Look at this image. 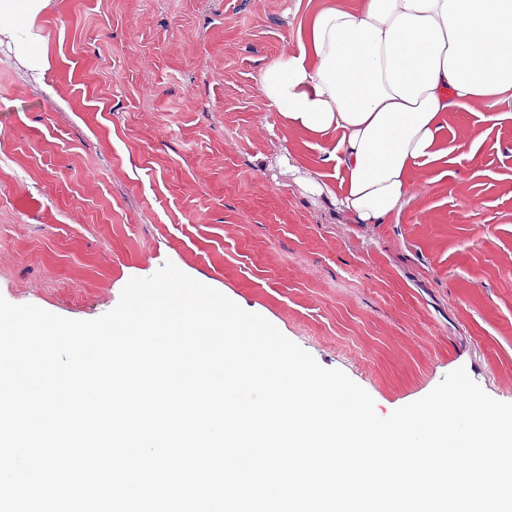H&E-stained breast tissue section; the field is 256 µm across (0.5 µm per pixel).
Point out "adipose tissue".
Wrapping results in <instances>:
<instances>
[{
	"label": "adipose tissue",
	"instance_id": "adipose-tissue-1",
	"mask_svg": "<svg viewBox=\"0 0 512 512\" xmlns=\"http://www.w3.org/2000/svg\"><path fill=\"white\" fill-rule=\"evenodd\" d=\"M45 0H0V35L32 42ZM259 93L290 126L333 136L336 184L317 183L360 223L382 224L415 193L414 168L442 158L447 113L512 112V0H362L325 5L299 45L260 75Z\"/></svg>",
	"mask_w": 512,
	"mask_h": 512
}]
</instances>
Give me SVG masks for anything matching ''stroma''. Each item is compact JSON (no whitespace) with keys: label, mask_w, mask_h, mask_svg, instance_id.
<instances>
[{"label":"stroma","mask_w":512,"mask_h":512,"mask_svg":"<svg viewBox=\"0 0 512 512\" xmlns=\"http://www.w3.org/2000/svg\"><path fill=\"white\" fill-rule=\"evenodd\" d=\"M328 0H47L0 35V296L91 320L165 262L364 388L379 415L465 368L512 403V114L450 112L417 195L360 224L288 173L324 140L258 91Z\"/></svg>","instance_id":"1"}]
</instances>
